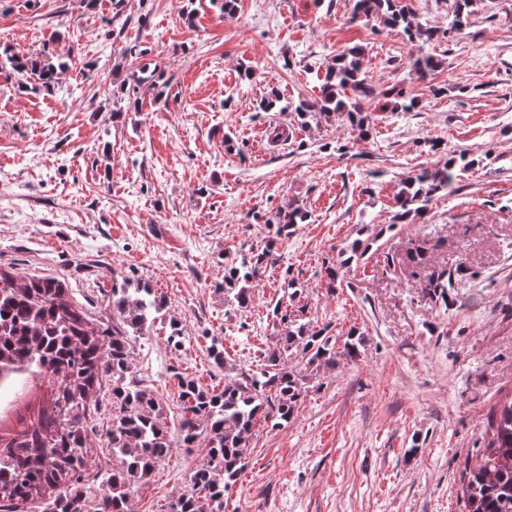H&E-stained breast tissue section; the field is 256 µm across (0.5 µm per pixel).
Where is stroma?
<instances>
[{
	"label": "stroma",
	"mask_w": 512,
	"mask_h": 512,
	"mask_svg": "<svg viewBox=\"0 0 512 512\" xmlns=\"http://www.w3.org/2000/svg\"><path fill=\"white\" fill-rule=\"evenodd\" d=\"M353 0H0V50L50 51L67 68L51 91L0 70V267L65 279L92 322L112 317V277L148 283L162 308L132 345L138 376L178 437L179 379L224 387L208 348L237 369L273 350L272 306L295 298L358 358L308 376L293 418L259 426L224 512H460L461 478L486 447L493 406L512 393V0H475L441 41L350 23ZM365 50L368 135L348 121L301 123L262 103L316 98L325 67ZM440 66L411 78L414 57ZM157 70L129 98L130 66ZM418 104L394 107L392 87ZM441 87L433 95V87ZM288 137L270 139L273 127ZM465 154L424 217L395 223L402 181ZM305 223L276 236L286 201ZM366 253L346 260L353 242ZM271 247L247 305L224 271ZM419 254L410 262V254ZM457 270L440 300L430 274ZM296 288H289V278ZM182 345L169 342L171 322ZM99 394L90 469L117 460ZM199 449H174L128 512H170Z\"/></svg>",
	"instance_id": "obj_1"
}]
</instances>
